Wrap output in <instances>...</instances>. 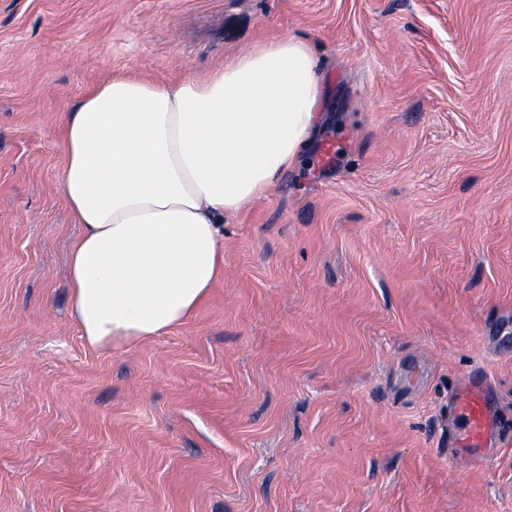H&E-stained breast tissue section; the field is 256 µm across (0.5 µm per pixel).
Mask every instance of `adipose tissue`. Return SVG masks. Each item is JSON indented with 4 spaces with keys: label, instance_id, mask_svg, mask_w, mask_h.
I'll return each mask as SVG.
<instances>
[{
    "label": "adipose tissue",
    "instance_id": "1",
    "mask_svg": "<svg viewBox=\"0 0 512 512\" xmlns=\"http://www.w3.org/2000/svg\"><path fill=\"white\" fill-rule=\"evenodd\" d=\"M308 44L255 42L206 76L112 75L66 112L60 191L83 231L72 316L92 349L168 334L224 276V217L268 195L324 122Z\"/></svg>",
    "mask_w": 512,
    "mask_h": 512
}]
</instances>
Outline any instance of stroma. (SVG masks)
I'll use <instances>...</instances> for the list:
<instances>
[{"instance_id":"1","label":"stroma","mask_w":512,"mask_h":512,"mask_svg":"<svg viewBox=\"0 0 512 512\" xmlns=\"http://www.w3.org/2000/svg\"><path fill=\"white\" fill-rule=\"evenodd\" d=\"M284 36L303 161L225 216L190 320L89 349L64 113ZM476 369L502 430L452 463ZM0 512H512V0H0Z\"/></svg>"}]
</instances>
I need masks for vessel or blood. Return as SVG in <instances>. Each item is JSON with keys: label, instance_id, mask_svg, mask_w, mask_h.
I'll list each match as a JSON object with an SVG mask.
<instances>
[{"label": "vessel or blood", "instance_id": "1", "mask_svg": "<svg viewBox=\"0 0 512 512\" xmlns=\"http://www.w3.org/2000/svg\"><path fill=\"white\" fill-rule=\"evenodd\" d=\"M488 384L484 373L475 372L455 392L451 411L457 427L450 439L449 456L464 455L483 459L498 431L496 417L487 401Z\"/></svg>", "mask_w": 512, "mask_h": 512}]
</instances>
